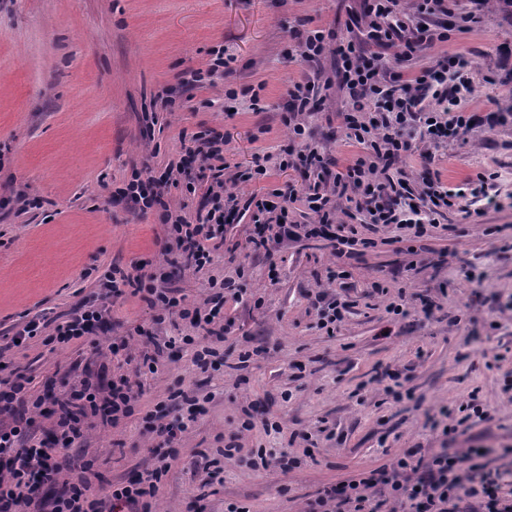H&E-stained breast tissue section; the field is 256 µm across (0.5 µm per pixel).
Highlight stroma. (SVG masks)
Instances as JSON below:
<instances>
[{
	"label": "stroma",
	"instance_id": "1",
	"mask_svg": "<svg viewBox=\"0 0 512 512\" xmlns=\"http://www.w3.org/2000/svg\"><path fill=\"white\" fill-rule=\"evenodd\" d=\"M354 0H0V337L29 319L47 322L46 333L85 299L103 292L112 268L132 271L158 261L167 227L158 209L113 203L133 172L160 175L183 153V135L223 133L224 159L247 167L255 153L279 157L291 143L288 91L294 83L323 85L333 76L332 55L302 61L297 29H334L347 37V10ZM223 48V74L192 89L186 73L207 70L211 52ZM460 53L473 67L474 92L461 111L508 113L506 123L480 127L432 164L420 155L407 161L411 179L437 170L455 187L477 171L498 170L501 189L512 194V11L490 0L479 23L451 29L448 39L418 52L406 64L420 73L438 57ZM172 91L181 106L169 112L161 97ZM322 110L305 113L306 138L335 159L352 163L360 152L349 143L337 112L344 94L326 92ZM184 186L165 196L189 220L211 207L210 182L198 169ZM317 173L271 170L266 178L232 185L239 200L294 185L318 183ZM375 247L357 259L337 262L322 243L299 239L275 246L272 255L250 254L239 262L224 250L201 271L165 265L175 296L204 305L213 280L243 269L242 297L227 300L232 327L216 342L224 366L200 371L195 346L183 344L189 326L153 325L143 294L106 300L107 331L62 349L42 337L0 354V377L29 366L31 390L39 394L56 370L76 375L106 369L108 379L131 373L153 338L180 337L159 356L157 371L140 378L142 394L133 416L112 426L88 418L82 446L102 481L99 494L153 464L163 447L145 418L178 388L207 401L206 412L179 433L178 457L158 485L153 512H185L187 501L205 494L204 512L228 504L249 512H305L326 487L390 465L410 448L432 455L444 436L429 415L459 406L477 394L485 420L459 427L454 447L512 444V397L500 379L512 371V207L464 218L452 210L409 253L392 228L378 226ZM339 266L347 278L329 281ZM380 283L382 293L372 290ZM349 304L334 335L321 330L312 304L317 292ZM437 303L432 317L389 314L398 294ZM127 340L119 354L108 342ZM251 352L245 370H234ZM405 379L411 403L396 404L372 384L376 369ZM254 426L243 430L245 409ZM276 421L281 431L266 428ZM235 441L230 459L220 451ZM287 452L295 468L251 465L257 451ZM221 482L207 484L210 461Z\"/></svg>",
	"mask_w": 512,
	"mask_h": 512
}]
</instances>
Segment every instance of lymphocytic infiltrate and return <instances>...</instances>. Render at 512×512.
<instances>
[{"mask_svg": "<svg viewBox=\"0 0 512 512\" xmlns=\"http://www.w3.org/2000/svg\"><path fill=\"white\" fill-rule=\"evenodd\" d=\"M360 8L350 15L351 27L360 30L358 38L340 39L321 29L298 34L299 55L315 61L325 53L336 60V77L344 93L339 117L348 140L361 152L352 163L332 172L330 188L305 192V204L313 214L311 224L288 221L287 205H269L267 197L248 199L254 231V250L271 252L283 240L324 238L337 255L353 258L373 247L374 239L365 232L380 224L396 225L406 241L427 238L438 216L458 208L461 200L474 203L475 215L499 205L498 174L482 170L469 177L462 187L452 189L440 176L423 178L421 191H413L402 163L413 150L414 141L433 148L447 147L479 121L501 122L502 113L479 117L459 111L463 98L473 90L468 62L461 54L444 57L419 75L408 78L397 71L420 48L444 41L445 33L434 26L437 16L445 15L465 23L476 22L488 0H469L470 10L460 8V0H414L413 12L400 10L399 0H359ZM316 86L298 82L288 91L289 122L298 137L297 146L285 151L279 161L270 155L254 154L246 171L236 172L235 180L248 182L266 177L270 164L288 168L331 172L332 161L317 148L304 142L305 129L298 118L323 105ZM186 160L197 161L210 171L208 188L212 207L197 222L172 211L165 201V189L175 175L184 174V162L160 177L133 173L116 199H127L143 208H159L168 226L163 250L174 255L186 268L203 269L220 249L226 215L238 207L237 195L224 188V136L212 130L191 135L184 141ZM346 199L345 211H338L337 199ZM344 220H337V213ZM150 307L161 308L157 323L175 317L197 329L205 344L197 350L195 362L207 368L216 351L211 340H223L224 301L211 306H189L169 289L152 287L147 291ZM102 307L82 305L54 334L43 335V323L29 320L12 339L13 344L39 335L47 344L68 345L99 328ZM30 379L14 372L0 379V512H150L151 501L162 478L175 459L176 449L155 452V462L136 478L112 486L107 497L93 488V461H81L72 445L83 436L85 418L94 415L106 424H118L135 411L137 396L129 378L112 382L102 390L89 380L71 387L65 398L55 400L50 441L37 438L33 417L27 410L43 413L44 397L32 396ZM70 479H63V472ZM470 503V512H512V448H471L459 454L442 448L431 457L411 448L388 468L369 471L359 478L323 489L310 503L308 512H461V503Z\"/></svg>", "mask_w": 512, "mask_h": 512, "instance_id": "1", "label": "lymphocytic infiltrate"}]
</instances>
